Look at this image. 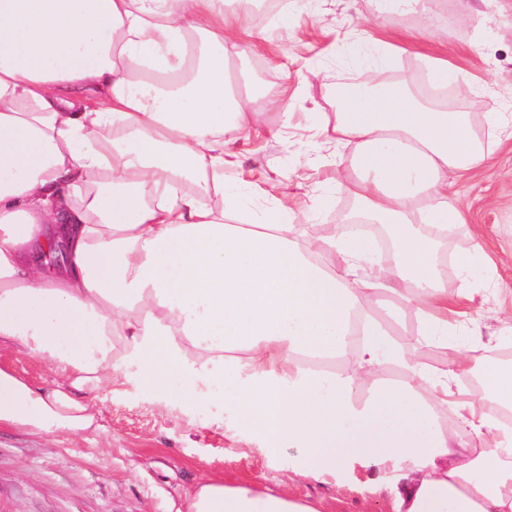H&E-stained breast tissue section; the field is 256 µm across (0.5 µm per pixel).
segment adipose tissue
<instances>
[{
    "mask_svg": "<svg viewBox=\"0 0 512 512\" xmlns=\"http://www.w3.org/2000/svg\"><path fill=\"white\" fill-rule=\"evenodd\" d=\"M252 4L0 0V344L59 378L35 387L0 368V424L93 434L86 395L131 384L265 456L296 449L292 470L318 480L396 472L389 512H512V427L496 421L512 366L484 367L472 398L455 399L477 345L454 340L459 313L421 230L461 223L448 189L490 144L466 113L381 80L395 60L382 45L322 134L355 146L344 191L392 246L340 224L308 237L281 202L287 183L224 181L239 163L227 135L259 136L255 111L292 95L230 88L241 45L276 58L248 24ZM249 200L269 206L249 213ZM57 244L66 260L48 277L39 259ZM372 291L445 344L446 368L409 358L369 312ZM387 361L400 379H380ZM444 407L458 433L439 425ZM188 512L320 510L205 482Z\"/></svg>",
    "mask_w": 512,
    "mask_h": 512,
    "instance_id": "1",
    "label": "adipose tissue"
}]
</instances>
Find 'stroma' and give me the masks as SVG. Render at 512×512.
Returning a JSON list of instances; mask_svg holds the SVG:
<instances>
[{"label": "stroma", "mask_w": 512, "mask_h": 512, "mask_svg": "<svg viewBox=\"0 0 512 512\" xmlns=\"http://www.w3.org/2000/svg\"><path fill=\"white\" fill-rule=\"evenodd\" d=\"M426 6L431 26L425 37L416 34V17L378 15L373 0H288L287 13L252 20L254 31L283 54L273 66L243 51L236 61L239 82L258 77L264 92L287 83L297 93L288 103L293 119L286 136L267 134L236 150L246 173L283 181L304 168L306 178L289 187L287 204L307 192L328 199L322 214H297L296 223L310 235L345 223V211L355 205L342 189L353 175L352 149L323 150L315 136L336 110V86L356 77L343 44L400 47L391 77L414 93L425 90L429 58L446 59L470 75L471 96L490 111L512 110V0H426ZM496 139L492 160L456 182L464 221L438 243L441 254L474 258L473 294L464 304L468 323L497 338L478 350L482 366L512 346V329L501 321L503 310L512 308V122L497 129ZM492 273L505 287L497 298L483 293ZM369 308L394 326L408 325L402 341L415 361L447 367V350L417 336L415 320L377 295ZM89 401L100 414L97 434L46 436L0 426V512H187L191 495L206 481L318 499L324 512H384L371 487L348 479L332 491L310 478L282 475L253 445L230 441L211 427L208 416L166 410L136 387L104 390Z\"/></svg>", "instance_id": "35a3bbf8"}]
</instances>
